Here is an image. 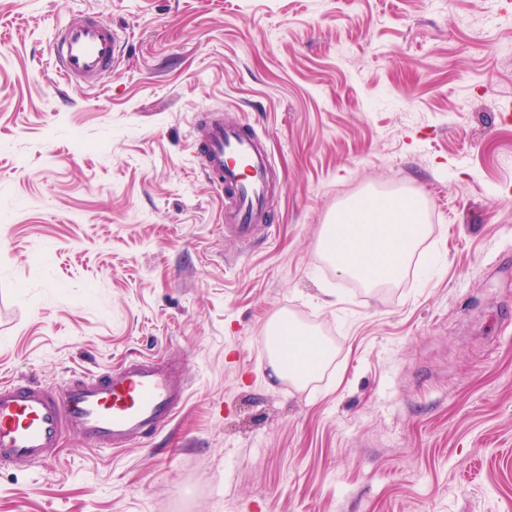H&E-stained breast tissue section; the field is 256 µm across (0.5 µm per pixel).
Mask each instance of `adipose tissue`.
<instances>
[{"instance_id":"1","label":"adipose tissue","mask_w":512,"mask_h":512,"mask_svg":"<svg viewBox=\"0 0 512 512\" xmlns=\"http://www.w3.org/2000/svg\"><path fill=\"white\" fill-rule=\"evenodd\" d=\"M411 197L369 196L341 209L326 225L320 251L337 273L374 289L402 278L426 239L429 227ZM272 375L305 384L335 357L333 347L292 325L270 338Z\"/></svg>"}]
</instances>
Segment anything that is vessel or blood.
<instances>
[{
    "label": "vessel or blood",
    "instance_id": "obj_1",
    "mask_svg": "<svg viewBox=\"0 0 512 512\" xmlns=\"http://www.w3.org/2000/svg\"><path fill=\"white\" fill-rule=\"evenodd\" d=\"M114 31L87 18L58 35L51 57L69 85H88L115 62ZM204 170L223 187L224 221L250 240L265 219L270 163L255 135L223 117L209 119L199 140ZM186 384L159 360L131 357L116 369L82 375L50 391L0 382V464H44L61 437L77 433L98 448H121L161 431L183 405Z\"/></svg>",
    "mask_w": 512,
    "mask_h": 512
}]
</instances>
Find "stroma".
<instances>
[{"mask_svg":"<svg viewBox=\"0 0 512 512\" xmlns=\"http://www.w3.org/2000/svg\"><path fill=\"white\" fill-rule=\"evenodd\" d=\"M88 17L120 53L65 86ZM258 134L267 218L224 222L195 127ZM367 195L421 255L366 290L318 252ZM331 344L271 378L274 315ZM179 364L174 422L0 466V512H512V7L504 0H0V380ZM119 46L114 31L86 18L58 35L51 54L67 85H89L115 62Z\"/></svg>","mask_w":512,"mask_h":512,"instance_id":"obj_1","label":"stroma"}]
</instances>
